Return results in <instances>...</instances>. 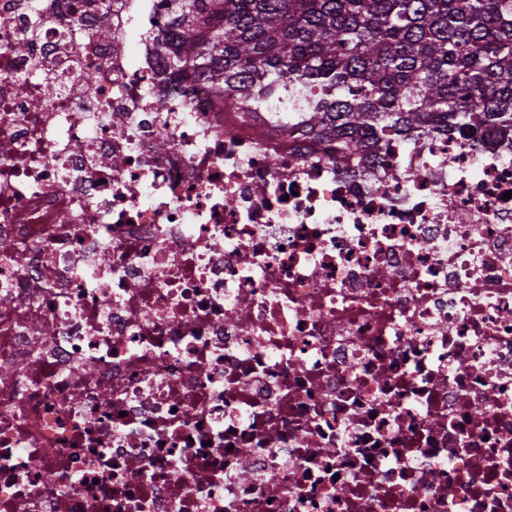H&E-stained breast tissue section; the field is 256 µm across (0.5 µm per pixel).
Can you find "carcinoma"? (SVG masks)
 Wrapping results in <instances>:
<instances>
[{
	"mask_svg": "<svg viewBox=\"0 0 512 512\" xmlns=\"http://www.w3.org/2000/svg\"><path fill=\"white\" fill-rule=\"evenodd\" d=\"M172 59L261 107L318 89L298 125L343 159L390 136L512 134V0H174Z\"/></svg>",
	"mask_w": 512,
	"mask_h": 512,
	"instance_id": "obj_1",
	"label": "carcinoma"
}]
</instances>
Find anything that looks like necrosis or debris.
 Returning <instances> with one entry per match:
<instances>
[{
    "mask_svg": "<svg viewBox=\"0 0 512 512\" xmlns=\"http://www.w3.org/2000/svg\"><path fill=\"white\" fill-rule=\"evenodd\" d=\"M173 8L0 0V512H512V148L338 160Z\"/></svg>",
    "mask_w": 512,
    "mask_h": 512,
    "instance_id": "necrosis-or-debris-1",
    "label": "necrosis or debris"
}]
</instances>
